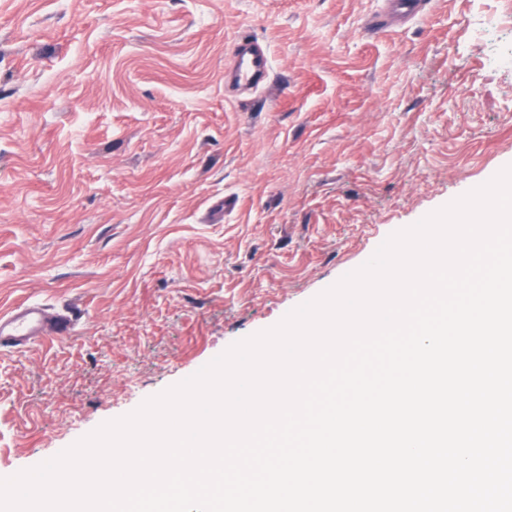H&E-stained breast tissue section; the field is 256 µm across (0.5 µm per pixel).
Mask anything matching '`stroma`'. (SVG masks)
<instances>
[{
	"mask_svg": "<svg viewBox=\"0 0 512 512\" xmlns=\"http://www.w3.org/2000/svg\"><path fill=\"white\" fill-rule=\"evenodd\" d=\"M0 0V468L278 324L512 164V0ZM265 43L272 83L225 89ZM74 320L73 315H53L37 304H20L8 317H0V350L36 338L70 336L75 331Z\"/></svg>",
	"mask_w": 512,
	"mask_h": 512,
	"instance_id": "35a3bbf8",
	"label": "stroma"
}]
</instances>
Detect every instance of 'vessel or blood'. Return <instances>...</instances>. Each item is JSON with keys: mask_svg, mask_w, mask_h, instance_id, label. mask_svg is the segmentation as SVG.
<instances>
[{"mask_svg": "<svg viewBox=\"0 0 512 512\" xmlns=\"http://www.w3.org/2000/svg\"><path fill=\"white\" fill-rule=\"evenodd\" d=\"M235 66L232 82L255 89L266 85L271 70V57L264 45L256 41H238L233 49ZM72 316L50 314L37 304L18 305L8 317H0V350L15 348L36 338L72 335Z\"/></svg>", "mask_w": 512, "mask_h": 512, "instance_id": "b4317fda", "label": "vessel or blood"}]
</instances>
